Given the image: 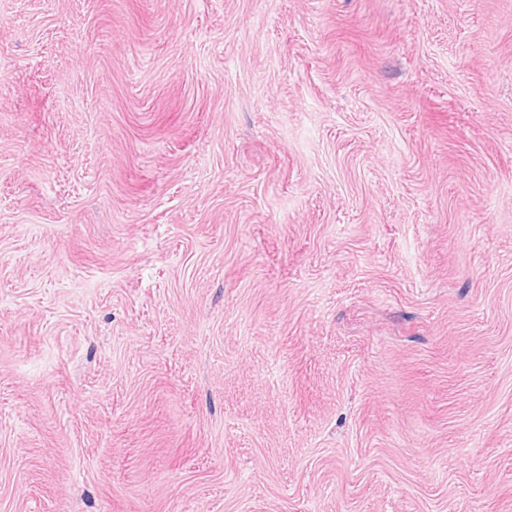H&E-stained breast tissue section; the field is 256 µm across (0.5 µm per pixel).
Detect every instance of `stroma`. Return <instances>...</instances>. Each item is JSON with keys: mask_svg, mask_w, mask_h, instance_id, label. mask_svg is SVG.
Returning <instances> with one entry per match:
<instances>
[{"mask_svg": "<svg viewBox=\"0 0 512 512\" xmlns=\"http://www.w3.org/2000/svg\"><path fill=\"white\" fill-rule=\"evenodd\" d=\"M0 512H512V0H0Z\"/></svg>", "mask_w": 512, "mask_h": 512, "instance_id": "obj_1", "label": "stroma"}]
</instances>
